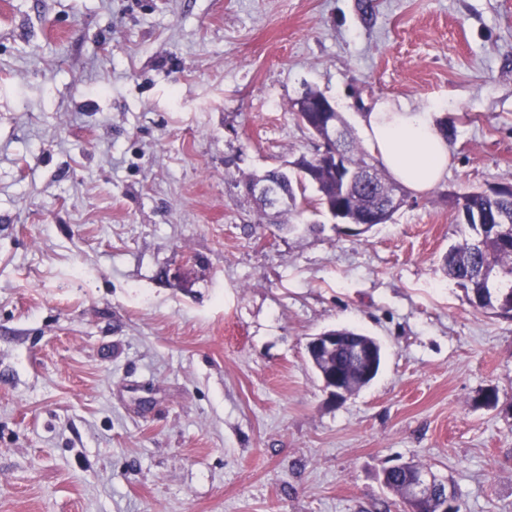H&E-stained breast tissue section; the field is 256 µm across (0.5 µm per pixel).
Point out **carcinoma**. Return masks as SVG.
I'll use <instances>...</instances> for the list:
<instances>
[{"label":"carcinoma","mask_w":512,"mask_h":512,"mask_svg":"<svg viewBox=\"0 0 512 512\" xmlns=\"http://www.w3.org/2000/svg\"><path fill=\"white\" fill-rule=\"evenodd\" d=\"M337 117L344 129L342 146L350 162L361 166L366 160H373V156L351 137L342 114H337ZM311 167L313 164L308 156L302 154L289 162V170H270L256 182L275 185L287 204L296 201L293 184L297 183L302 188L309 184L315 188L316 204L321 208L331 212L343 206L351 215L368 221L371 228L394 216V213L386 211L384 189L389 183L379 161L374 160V184L370 188L358 182L344 186L327 166L316 168V175L311 178L306 173ZM454 206L459 213L477 207L491 216L503 212L512 215V194L490 198L478 192H466L456 197ZM468 229L469 237L450 247L444 255V272L449 280L464 290L467 300H472L475 292L484 295L483 311L512 318V239L503 240L495 224H470ZM337 332L346 337L347 343L331 358V366L342 370L346 376L355 377L360 386L368 385L369 381L361 377L354 350L361 344H375L374 338L347 327H341ZM424 470L426 466L419 463H408L396 469L387 468L383 471L384 485L403 498L405 488L415 474Z\"/></svg>","instance_id":"1"}]
</instances>
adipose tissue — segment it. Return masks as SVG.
<instances>
[{
	"label": "adipose tissue",
	"mask_w": 512,
	"mask_h": 512,
	"mask_svg": "<svg viewBox=\"0 0 512 512\" xmlns=\"http://www.w3.org/2000/svg\"><path fill=\"white\" fill-rule=\"evenodd\" d=\"M360 121L374 156L396 181L416 193L445 182L452 148L438 131L429 108L381 99Z\"/></svg>",
	"instance_id": "adipose-tissue-1"
}]
</instances>
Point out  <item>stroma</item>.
Listing matches in <instances>:
<instances>
[{"label": "stroma", "instance_id": "obj_1", "mask_svg": "<svg viewBox=\"0 0 512 512\" xmlns=\"http://www.w3.org/2000/svg\"><path fill=\"white\" fill-rule=\"evenodd\" d=\"M373 5L0 0V512H403L408 462L512 512V319L442 269L455 195L512 184V0ZM309 86L357 140L433 108L447 180L360 237L260 209ZM344 326L384 359L338 400ZM335 330H337L341 336H338L335 332L324 331L310 339L307 343L309 359L313 360L316 355L323 351L336 350L341 337L346 336L347 343L336 352V356L334 355L331 358L330 368L336 367L342 370L345 376L351 375L352 377H356V381L360 383L359 388L368 385L370 379H362L361 368L355 357L354 350L361 344L377 345L374 338L347 327L336 328Z\"/></svg>", "mask_w": 512, "mask_h": 512}]
</instances>
